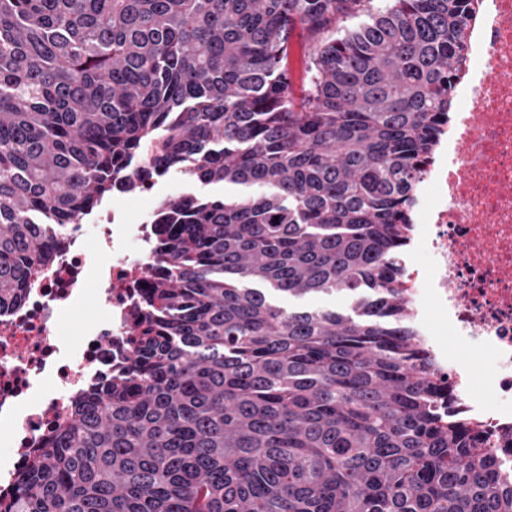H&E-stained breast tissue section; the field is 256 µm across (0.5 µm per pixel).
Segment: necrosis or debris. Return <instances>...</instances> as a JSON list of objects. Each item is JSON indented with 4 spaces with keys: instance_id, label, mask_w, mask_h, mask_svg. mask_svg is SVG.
<instances>
[{
    "instance_id": "necrosis-or-debris-1",
    "label": "necrosis or debris",
    "mask_w": 512,
    "mask_h": 512,
    "mask_svg": "<svg viewBox=\"0 0 512 512\" xmlns=\"http://www.w3.org/2000/svg\"><path fill=\"white\" fill-rule=\"evenodd\" d=\"M456 121L415 185L413 222L396 260L420 347L432 362L440 410L451 409L512 475V0H479ZM109 206L71 224L14 305L0 311V490L12 489L36 448L71 419V405L126 366L161 270L151 240L155 178L133 167ZM100 315L72 344L65 323L88 303ZM462 351L450 355L449 342ZM487 365L473 388L470 354Z\"/></svg>"
}]
</instances>
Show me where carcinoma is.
<instances>
[{"label": "carcinoma", "instance_id": "obj_1", "mask_svg": "<svg viewBox=\"0 0 512 512\" xmlns=\"http://www.w3.org/2000/svg\"><path fill=\"white\" fill-rule=\"evenodd\" d=\"M370 2L0 0V309L145 146L154 175L232 190L160 205L129 371L0 512H512L437 408L393 260L476 0Z\"/></svg>", "mask_w": 512, "mask_h": 512}]
</instances>
